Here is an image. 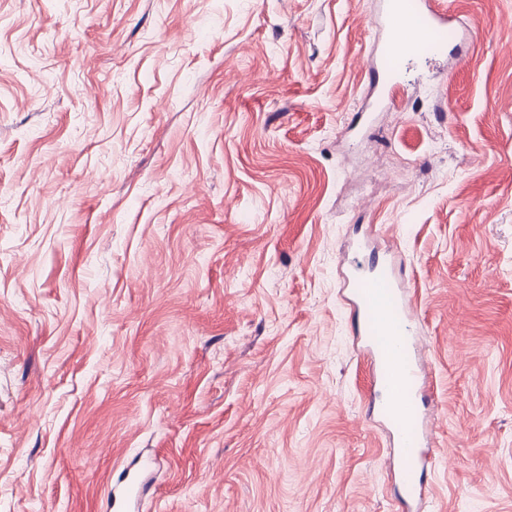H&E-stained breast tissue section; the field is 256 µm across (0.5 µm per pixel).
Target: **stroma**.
<instances>
[{"mask_svg":"<svg viewBox=\"0 0 512 512\" xmlns=\"http://www.w3.org/2000/svg\"><path fill=\"white\" fill-rule=\"evenodd\" d=\"M0 0V512H401L341 261L407 266L426 512H512V0ZM417 14L421 15L420 23ZM379 19L387 32L388 56L414 55L424 46L437 52L446 48L448 40H442V34L450 29L449 17L432 1L383 0ZM149 466L150 462L146 460L133 462L112 480L106 510L110 512L129 511L128 506L147 490L144 474Z\"/></svg>","mask_w":512,"mask_h":512,"instance_id":"obj_1","label":"stroma"}]
</instances>
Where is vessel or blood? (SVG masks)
<instances>
[{"label": "vessel or blood", "mask_w": 512, "mask_h": 512, "mask_svg": "<svg viewBox=\"0 0 512 512\" xmlns=\"http://www.w3.org/2000/svg\"><path fill=\"white\" fill-rule=\"evenodd\" d=\"M379 19L387 32V55H413L425 46L440 52L446 47L442 34L450 27L449 17L431 0H382ZM405 271V266L387 260H354L342 273L341 288L354 317L357 350L372 370L369 408L385 420L396 442L400 506L408 512L411 503L428 495L424 477L432 456L425 448L430 431L416 417L422 403L430 400L431 387L421 375L422 354L410 334L416 306L402 286ZM149 466L146 460L131 463L113 479L109 512H126L145 493Z\"/></svg>", "instance_id": "obj_1"}]
</instances>
